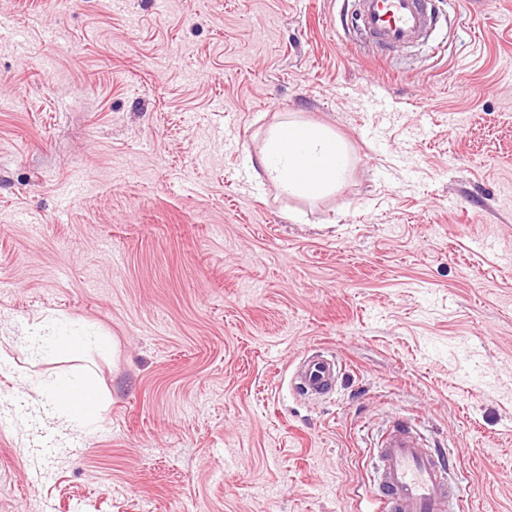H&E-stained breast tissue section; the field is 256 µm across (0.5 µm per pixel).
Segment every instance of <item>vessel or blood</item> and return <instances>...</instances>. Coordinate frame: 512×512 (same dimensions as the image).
Listing matches in <instances>:
<instances>
[{
  "label": "vessel or blood",
  "mask_w": 512,
  "mask_h": 512,
  "mask_svg": "<svg viewBox=\"0 0 512 512\" xmlns=\"http://www.w3.org/2000/svg\"><path fill=\"white\" fill-rule=\"evenodd\" d=\"M437 23L434 0H352L346 16L349 32L370 40L387 54L426 38ZM342 363L322 351L305 354L293 387L317 399L333 392ZM454 456L443 448H426L413 425L391 421L382 430L369 461L368 487L374 512H464V497L450 479Z\"/></svg>",
  "instance_id": "obj_1"
}]
</instances>
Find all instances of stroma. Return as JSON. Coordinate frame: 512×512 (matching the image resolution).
<instances>
[{
	"mask_svg": "<svg viewBox=\"0 0 512 512\" xmlns=\"http://www.w3.org/2000/svg\"><path fill=\"white\" fill-rule=\"evenodd\" d=\"M347 7L0 0V512H370L395 416L512 512V0L391 57ZM286 119L345 140L332 193L253 175ZM46 316L104 348L32 360ZM82 372L99 425L48 420ZM337 356L329 352L305 354L294 373L293 388L302 396L317 399L336 389L342 370ZM41 391L45 414L53 421L86 428L100 419L101 405L94 382L88 377H62L41 380L37 383ZM77 388L91 389L95 392L94 407L89 412L79 411L73 404L70 393Z\"/></svg>",
	"mask_w": 512,
	"mask_h": 512,
	"instance_id": "stroma-1",
	"label": "stroma"
}]
</instances>
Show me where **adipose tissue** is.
<instances>
[{
  "instance_id": "adipose-tissue-1",
  "label": "adipose tissue",
  "mask_w": 512,
  "mask_h": 512,
  "mask_svg": "<svg viewBox=\"0 0 512 512\" xmlns=\"http://www.w3.org/2000/svg\"><path fill=\"white\" fill-rule=\"evenodd\" d=\"M295 122L278 124L269 133L257 164L265 179L281 194L307 198L332 192L344 178L347 167L345 141L329 128L308 125L303 138H295ZM102 347L104 340L84 334L69 336L62 322L52 317L33 321L23 338V347L32 359L66 352L74 344ZM94 383L87 377H62L39 381L45 414L51 420L86 428L100 419V407L79 411L70 394L74 389H90Z\"/></svg>"
}]
</instances>
